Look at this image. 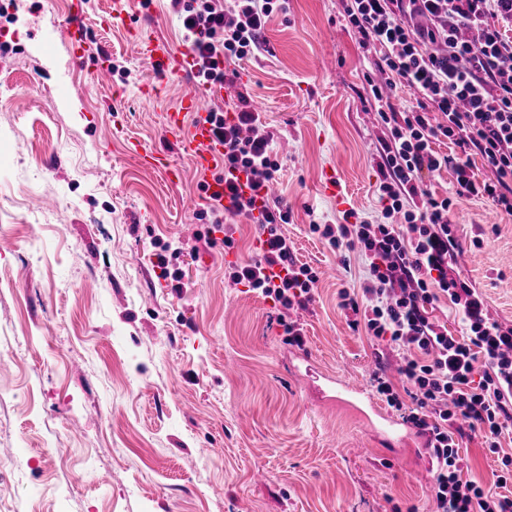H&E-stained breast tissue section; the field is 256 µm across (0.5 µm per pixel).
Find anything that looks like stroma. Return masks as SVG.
Masks as SVG:
<instances>
[{
	"instance_id": "1",
	"label": "stroma",
	"mask_w": 512,
	"mask_h": 512,
	"mask_svg": "<svg viewBox=\"0 0 512 512\" xmlns=\"http://www.w3.org/2000/svg\"><path fill=\"white\" fill-rule=\"evenodd\" d=\"M112 2L84 6L92 45L128 71L104 85L60 25L72 0H0V512H432L425 440L406 410L388 411L404 439H386L346 401L318 399L305 372L367 390L377 366L397 364L339 308L363 259L342 263L309 229L349 211L381 217L369 63L341 0H287L212 103L246 97L275 134L284 230L318 274L300 347L282 336L280 306L229 278L256 255L258 226L238 216L234 248L220 232L197 244L199 178L163 133L195 85L157 80L127 34L144 22L179 50L177 19L166 0H127L124 23L98 26ZM142 148L179 180L143 166ZM454 220L460 277L512 323V216L464 196ZM459 454L495 488L512 433L499 453L474 437Z\"/></svg>"
}]
</instances>
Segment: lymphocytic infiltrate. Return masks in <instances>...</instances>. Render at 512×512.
<instances>
[{
  "mask_svg": "<svg viewBox=\"0 0 512 512\" xmlns=\"http://www.w3.org/2000/svg\"><path fill=\"white\" fill-rule=\"evenodd\" d=\"M183 42L192 53L198 85H224L231 66L255 57L264 44L280 0H169ZM350 27L365 52H376L364 81L375 101L382 153L377 163L381 223L312 224L336 249L358 251L366 265L361 297L341 292L351 328H365L405 354L399 382L373 375L379 395L394 408L404 398L407 416L425 438L432 460L436 512H512V495L484 490L463 475L457 435L480 433L497 450L512 430V325L491 318L482 293L461 279L460 251L451 219L454 196L487 199L512 215V40L496 27L512 14V0H344ZM430 26L418 29L414 16ZM403 86L414 105L388 110L384 89ZM214 136L224 143V183L230 205L210 206L212 229L226 215L259 224L265 238L257 257L241 262L230 279L282 308L277 322L288 343L304 342L290 317L306 308L317 275L299 263L284 233L287 203L270 200L265 188L280 169L274 135L258 113L210 110ZM447 139L454 156L433 148ZM480 155L485 175L473 171ZM452 169L454 194L437 197L423 175ZM447 299L463 331L453 335L432 312Z\"/></svg>",
  "mask_w": 512,
  "mask_h": 512,
  "instance_id": "1",
  "label": "lymphocytic infiltrate"
}]
</instances>
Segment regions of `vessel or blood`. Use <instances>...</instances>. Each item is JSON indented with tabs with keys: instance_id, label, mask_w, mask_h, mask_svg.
I'll return each mask as SVG.
<instances>
[{
	"instance_id": "obj_1",
	"label": "vessel or blood",
	"mask_w": 512,
	"mask_h": 512,
	"mask_svg": "<svg viewBox=\"0 0 512 512\" xmlns=\"http://www.w3.org/2000/svg\"><path fill=\"white\" fill-rule=\"evenodd\" d=\"M62 27L72 43L75 60L82 63L92 58V49L85 38L86 17L79 0H74L62 21ZM130 32L141 59L155 71L157 78H165L187 67L189 55L176 53L168 42L145 27L134 26ZM211 97L208 91L186 96L180 108L167 113L165 132L167 136L183 139L192 155L197 174L206 185L207 196L213 197L224 193V145L213 136L208 121L207 102ZM188 112L194 113L197 119L196 124L189 128L184 125V115Z\"/></svg>"
}]
</instances>
